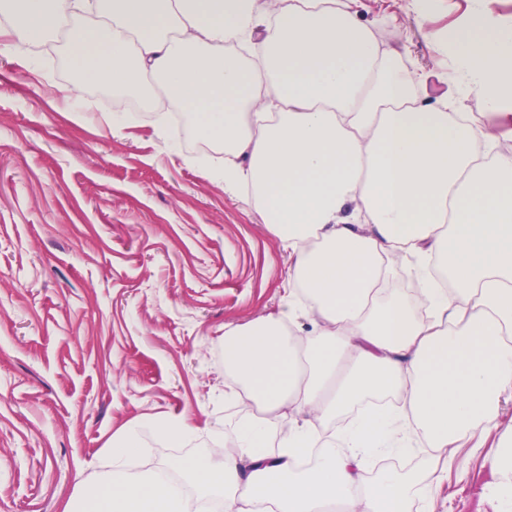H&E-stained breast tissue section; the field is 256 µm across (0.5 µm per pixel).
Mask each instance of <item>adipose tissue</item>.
Here are the masks:
<instances>
[{
	"label": "adipose tissue",
	"mask_w": 512,
	"mask_h": 512,
	"mask_svg": "<svg viewBox=\"0 0 512 512\" xmlns=\"http://www.w3.org/2000/svg\"><path fill=\"white\" fill-rule=\"evenodd\" d=\"M73 24L67 54L88 85L124 88L152 75L194 132L223 146L216 172L245 194L294 256L279 311L224 333L225 401L241 418L208 453L132 473L143 429L183 444L188 417L157 414L106 449L109 470L79 512H409L436 480L363 471L411 436L431 451L492 424L512 392V27L483 8L460 26L444 97L417 101L425 73L402 65L339 0H0V50L39 67L36 47ZM484 106L460 112L464 89ZM437 260L449 288H429L421 316L400 290L381 296L397 261ZM311 322L297 330L299 319ZM339 441L274 420L344 414Z\"/></svg>",
	"instance_id": "adipose-tissue-1"
}]
</instances>
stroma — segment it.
Here are the masks:
<instances>
[{
  "label": "stroma",
  "mask_w": 512,
  "mask_h": 512,
  "mask_svg": "<svg viewBox=\"0 0 512 512\" xmlns=\"http://www.w3.org/2000/svg\"><path fill=\"white\" fill-rule=\"evenodd\" d=\"M377 39L424 72L480 0H350ZM65 36L38 72L0 54V512H64L105 472V448L154 414L190 416L176 447L144 432L141 470L205 454L240 416L224 400V332L288 300L293 258L250 199L209 173L154 112L113 131L116 91L70 83ZM512 396L440 471L435 512H495L484 489Z\"/></svg>",
  "instance_id": "stroma-1"
}]
</instances>
